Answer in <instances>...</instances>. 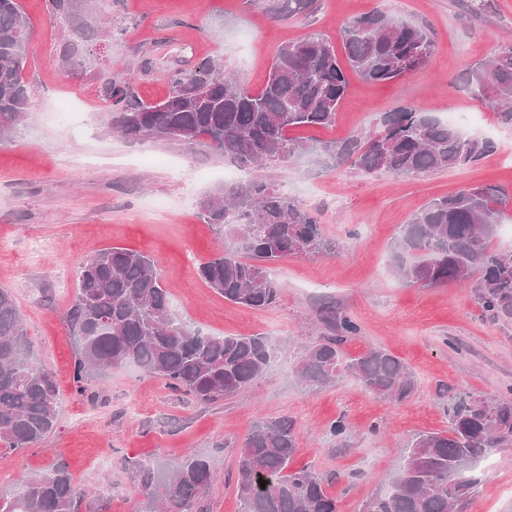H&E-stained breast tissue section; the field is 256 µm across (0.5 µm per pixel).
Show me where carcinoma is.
Masks as SVG:
<instances>
[{
  "instance_id": "1",
  "label": "carcinoma",
  "mask_w": 512,
  "mask_h": 512,
  "mask_svg": "<svg viewBox=\"0 0 512 512\" xmlns=\"http://www.w3.org/2000/svg\"><path fill=\"white\" fill-rule=\"evenodd\" d=\"M274 19L306 20L318 0H247ZM74 18V31L95 33L92 10L74 12V0H52ZM345 62L321 33L281 46L269 75L253 91L227 74L224 59L169 71V93L157 102L139 98L128 73L99 84L110 128L129 141L206 145L244 169L286 166L314 156L367 175L433 174L481 163L494 141L468 134L439 117L412 108L386 112L379 127L319 145L288 135L296 128L327 127L348 90L344 67L373 82H390L422 67L435 49L423 27L375 10L340 30ZM29 21L18 0H0V141L11 137L31 109L23 73ZM472 95L512 127V44L470 67L460 79ZM508 196L490 184L469 186L431 201L402 225L392 268L407 284L435 286L472 281L484 317L512 326V250L493 247L508 219ZM199 218L236 242L198 267L199 277L224 300L247 308L274 307L281 285L268 266L320 254L329 245L315 213L263 180L224 186L199 202ZM326 333L304 347L293 366L309 388L335 384L345 373L391 403L416 387L410 367L381 347L355 358L342 345L359 335L357 321L328 303L320 309ZM64 319L75 343L72 380L83 395L108 371L134 365L175 392L203 403L227 399L261 381L276 352L260 335L209 336L173 312L155 262L121 246L97 252L76 266V292ZM61 396L53 373L32 358V345L13 294L0 288V453L32 448L56 427ZM512 447V400L462 392L448 405V430L418 434L387 487L372 493L361 512H466L477 486L478 464L497 448ZM298 452L293 424L285 419L255 426L238 460L241 512H337L324 480L308 467L290 468ZM146 512H202L213 471L188 456L161 470L139 472ZM265 487H260V481ZM65 464L58 462L21 488L0 512H78Z\"/></svg>"
}]
</instances>
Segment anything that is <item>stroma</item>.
I'll return each instance as SVG.
<instances>
[{
  "instance_id": "stroma-1",
  "label": "stroma",
  "mask_w": 512,
  "mask_h": 512,
  "mask_svg": "<svg viewBox=\"0 0 512 512\" xmlns=\"http://www.w3.org/2000/svg\"><path fill=\"white\" fill-rule=\"evenodd\" d=\"M19 4L30 24L24 78L31 112L0 142V288L13 293L34 356L52 370L64 401L42 444L0 454L1 497L60 460L80 494V512H143L138 467L197 455L216 473L203 512H240L235 485L244 437L255 424L285 417L299 442L293 467L321 476L338 512H360L417 433L447 429L453 394L512 399V328L487 320L469 289L410 287L391 269L401 225L431 199L475 184L512 195V129L459 82L467 68L512 41V0H485L477 13L466 0H320L305 21L273 19L245 0H94L99 27L112 33L85 40L67 17L52 13L50 0ZM373 10L426 25L434 53L388 84L350 76L335 124L298 128L295 137L318 144L370 132L383 113L408 106L439 117L479 114L494 156L409 177L367 176L308 158L240 171V181L265 180L315 210L330 248L274 265L282 286L277 306L254 310L225 301L198 276L199 264L224 246L214 226L199 219L198 203L224 186L233 161L202 146L133 143L113 134L97 92L101 76L133 73L140 97L156 101L169 91V69L221 57L256 91L280 46L317 31L340 46L341 25ZM112 246L153 257L175 309L192 327L210 336H267L279 366L237 397L210 404L131 366L108 371L94 384V397L76 395L74 345L63 321L76 281L59 272ZM327 301L361 327L343 346L347 356L383 347L412 368L417 388L410 398L389 403L348 375L315 391L297 383L292 364L323 334L318 314ZM340 417L350 431L339 441L329 425ZM467 512H512V447L489 455Z\"/></svg>"
}]
</instances>
